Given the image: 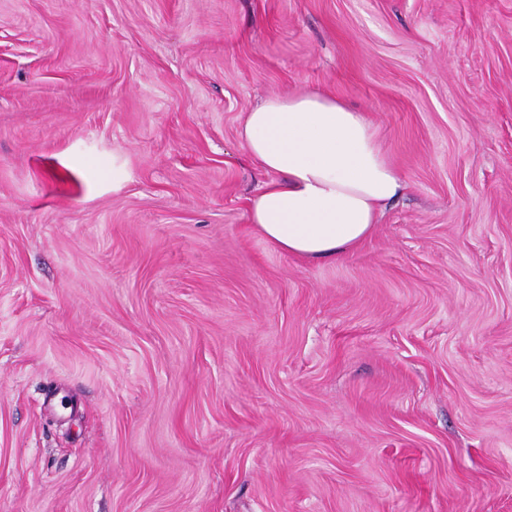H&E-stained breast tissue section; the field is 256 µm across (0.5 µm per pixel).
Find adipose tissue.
Segmentation results:
<instances>
[{
  "label": "adipose tissue",
  "instance_id": "adipose-tissue-1",
  "mask_svg": "<svg viewBox=\"0 0 512 512\" xmlns=\"http://www.w3.org/2000/svg\"><path fill=\"white\" fill-rule=\"evenodd\" d=\"M241 144L270 180L248 207L257 234L305 260L348 253L407 184L363 113L322 91L271 96L246 112Z\"/></svg>",
  "mask_w": 512,
  "mask_h": 512
}]
</instances>
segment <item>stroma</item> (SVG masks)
<instances>
[{
	"instance_id": "35a3bbf8",
	"label": "stroma",
	"mask_w": 512,
	"mask_h": 512,
	"mask_svg": "<svg viewBox=\"0 0 512 512\" xmlns=\"http://www.w3.org/2000/svg\"><path fill=\"white\" fill-rule=\"evenodd\" d=\"M407 184L248 222L270 95ZM0 512H512V0H0ZM239 138L275 175L251 198L249 223L290 256L317 261L348 253L407 188L378 128L322 91L264 99L243 116Z\"/></svg>"
}]
</instances>
